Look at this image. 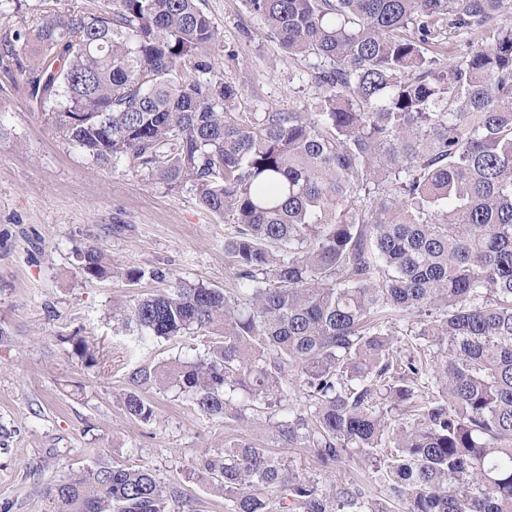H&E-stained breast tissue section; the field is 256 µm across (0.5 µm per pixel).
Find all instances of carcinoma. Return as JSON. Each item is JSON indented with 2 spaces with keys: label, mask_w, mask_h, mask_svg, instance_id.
<instances>
[{
  "label": "carcinoma",
  "mask_w": 512,
  "mask_h": 512,
  "mask_svg": "<svg viewBox=\"0 0 512 512\" xmlns=\"http://www.w3.org/2000/svg\"><path fill=\"white\" fill-rule=\"evenodd\" d=\"M205 0L72 3L20 17L0 64L97 164L192 185L224 218L237 287L178 282L119 310L204 353L139 366L334 469L380 473L403 512H512V18L503 0H245L293 56L323 62L320 111L237 112L214 74ZM87 279L114 273L101 250ZM411 316L418 342L395 338ZM75 350L104 365L86 340ZM304 388L309 408L289 394ZM128 416L155 417L132 390ZM195 471L228 512H391L351 479L329 491L255 443ZM151 469L97 462L43 488L46 512H169Z\"/></svg>",
  "instance_id": "cac0c4a2"
}]
</instances>
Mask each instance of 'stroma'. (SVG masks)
Returning <instances> with one entry per match:
<instances>
[{"mask_svg":"<svg viewBox=\"0 0 512 512\" xmlns=\"http://www.w3.org/2000/svg\"><path fill=\"white\" fill-rule=\"evenodd\" d=\"M221 33L211 53L225 81L240 84L241 112L319 111L316 59L284 53L244 0H205ZM223 218L203 209L191 185L171 187L125 159L100 166L32 108L23 75L0 70V512H45L41 492L96 462L152 468L176 491L170 512H227L194 472L202 453L229 435L253 440L302 477L334 476L314 453L274 442L264 420L230 430L174 389L144 390L152 423L131 419L122 398L131 371L187 357L178 339H144L112 317L175 279L210 288L236 280L224 257ZM100 247L120 270L88 281L78 258ZM169 276L153 278L152 270ZM86 339L107 360L90 367L74 344Z\"/></svg>","mask_w":512,"mask_h":512,"instance_id":"1","label":"stroma"}]
</instances>
